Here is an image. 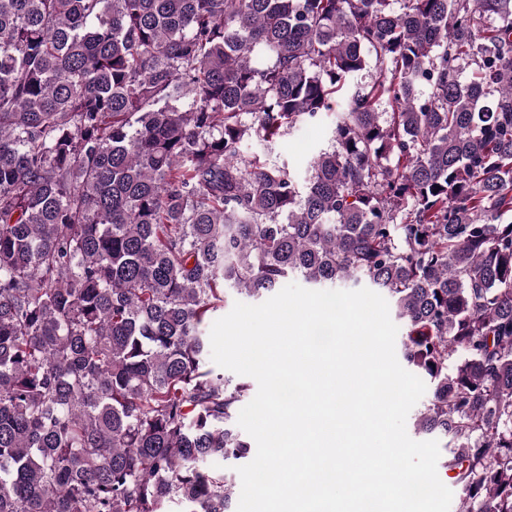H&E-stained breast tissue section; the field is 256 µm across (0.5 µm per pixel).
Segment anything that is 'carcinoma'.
Instances as JSON below:
<instances>
[{"mask_svg":"<svg viewBox=\"0 0 512 512\" xmlns=\"http://www.w3.org/2000/svg\"><path fill=\"white\" fill-rule=\"evenodd\" d=\"M291 278L390 302L512 512V0H0V512H237L206 325ZM328 120L322 125L303 128L280 139L274 147V155L296 164H305L316 152L328 145Z\"/></svg>","mask_w":512,"mask_h":512,"instance_id":"obj_1","label":"carcinoma"}]
</instances>
